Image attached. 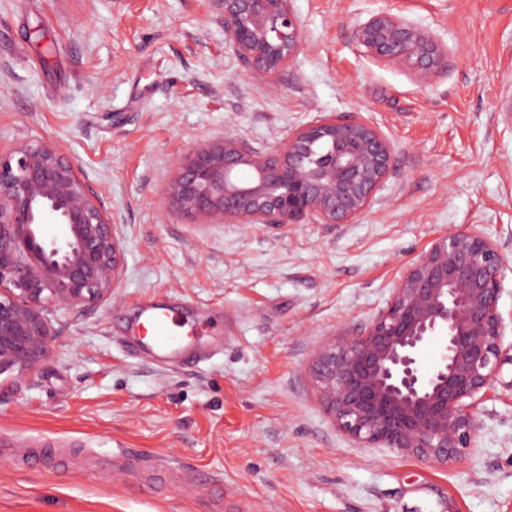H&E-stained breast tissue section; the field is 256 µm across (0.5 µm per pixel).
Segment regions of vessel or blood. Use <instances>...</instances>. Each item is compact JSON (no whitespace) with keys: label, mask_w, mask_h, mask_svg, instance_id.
Instances as JSON below:
<instances>
[{"label":"vessel or blood","mask_w":512,"mask_h":512,"mask_svg":"<svg viewBox=\"0 0 512 512\" xmlns=\"http://www.w3.org/2000/svg\"><path fill=\"white\" fill-rule=\"evenodd\" d=\"M186 324L174 309L147 305L139 315L138 342L157 358L177 355L186 345Z\"/></svg>","instance_id":"b4317fda"}]
</instances>
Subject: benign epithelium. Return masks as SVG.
<instances>
[{
    "mask_svg": "<svg viewBox=\"0 0 512 512\" xmlns=\"http://www.w3.org/2000/svg\"><path fill=\"white\" fill-rule=\"evenodd\" d=\"M224 31L249 75L269 85L301 43L291 0H219ZM356 42L420 82L445 51L401 16L382 13ZM394 162L390 140L369 121L327 116L292 131L268 154L232 137L187 155L164 195L187 214L247 227L342 224L361 214ZM57 224L50 241L42 226ZM120 225L54 143L0 147V371L33 375L55 336L45 309L114 295L125 272ZM505 264L496 245L450 231L402 274L387 306L354 339L316 350L311 371L336 427L362 445L392 448L438 466L466 460L478 425L470 409L512 354L502 347ZM442 337L439 363L419 354Z\"/></svg>",
    "mask_w": 512,
    "mask_h": 512,
    "instance_id": "1",
    "label": "benign epithelium"
}]
</instances>
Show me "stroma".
<instances>
[{
	"label": "stroma",
	"mask_w": 512,
	"mask_h": 512,
	"mask_svg": "<svg viewBox=\"0 0 512 512\" xmlns=\"http://www.w3.org/2000/svg\"><path fill=\"white\" fill-rule=\"evenodd\" d=\"M302 45L250 78L216 0H0V145L50 141L123 231L115 298L54 307L34 379L0 371V512H512V366L477 405L466 462L364 446L310 370L364 334L402 273L457 228L506 261L512 313V0H292ZM390 12L447 51L430 82L374 60L355 29ZM392 142L343 224L183 213L166 180L234 137L267 153L329 114ZM161 301L201 335L159 361L128 326Z\"/></svg>",
	"instance_id": "stroma-1"
}]
</instances>
